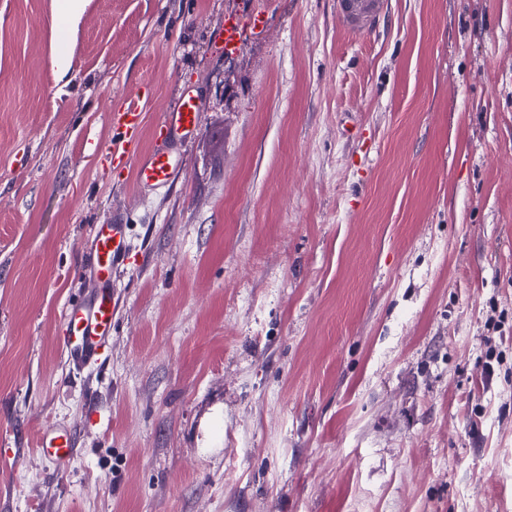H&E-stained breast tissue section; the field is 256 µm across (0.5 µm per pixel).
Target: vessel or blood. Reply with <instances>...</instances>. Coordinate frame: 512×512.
Wrapping results in <instances>:
<instances>
[{"label":"vessel or blood","instance_id":"b4317fda","mask_svg":"<svg viewBox=\"0 0 512 512\" xmlns=\"http://www.w3.org/2000/svg\"><path fill=\"white\" fill-rule=\"evenodd\" d=\"M384 2L336 0V13L349 30L363 33L379 20ZM200 111L199 96L194 91H184L178 104L167 113L155 148L141 157L132 153L131 146L139 135L143 114L137 98H130L112 113V124L120 132L112 143L113 163L121 168L135 166L142 184L167 185L179 170L173 145L197 133ZM132 252L128 225L118 220L97 225L83 264V275L90 286L63 313L66 331L61 345L72 365L84 367L100 361L112 334V322L119 305L115 274L130 262ZM36 447L41 455L58 465L67 464L74 453L72 437L54 428L40 434Z\"/></svg>","mask_w":512,"mask_h":512}]
</instances>
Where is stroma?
Masks as SVG:
<instances>
[{"label":"stroma","mask_w":512,"mask_h":512,"mask_svg":"<svg viewBox=\"0 0 512 512\" xmlns=\"http://www.w3.org/2000/svg\"><path fill=\"white\" fill-rule=\"evenodd\" d=\"M55 5L0 0V512H512V0L366 34L336 0H83L62 76ZM142 86L140 154L202 100L161 188L111 161ZM116 211L135 256L76 370ZM121 220L116 216L112 223L96 226L82 271L91 288L63 313L66 331L61 345L76 367L98 363L112 336L119 305L114 275L130 262L133 252L128 224ZM36 447L41 455L57 465L67 464L75 450L72 437L67 432L55 428L42 432L37 439Z\"/></svg>","instance_id":"obj_1"}]
</instances>
